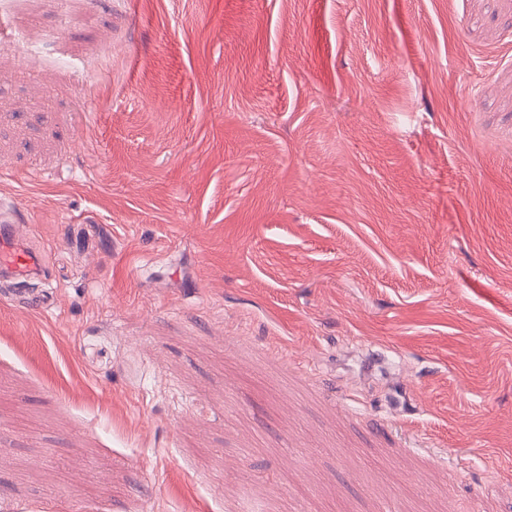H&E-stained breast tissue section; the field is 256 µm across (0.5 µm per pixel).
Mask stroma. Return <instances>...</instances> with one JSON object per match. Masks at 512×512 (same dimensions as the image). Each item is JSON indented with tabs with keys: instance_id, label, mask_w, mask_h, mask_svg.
I'll return each mask as SVG.
<instances>
[{
	"instance_id": "obj_1",
	"label": "stroma",
	"mask_w": 512,
	"mask_h": 512,
	"mask_svg": "<svg viewBox=\"0 0 512 512\" xmlns=\"http://www.w3.org/2000/svg\"><path fill=\"white\" fill-rule=\"evenodd\" d=\"M0 512H512V0H0ZM20 216L12 198H0V276L2 280L23 282L34 278L41 270V261L35 260L23 248L5 247V240L1 244V227L8 239L14 237L16 223Z\"/></svg>"
}]
</instances>
